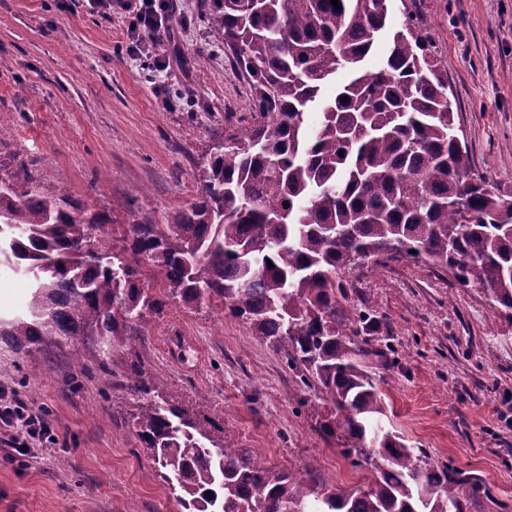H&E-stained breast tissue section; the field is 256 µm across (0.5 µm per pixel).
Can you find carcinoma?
<instances>
[{
  "label": "carcinoma",
  "instance_id": "carcinoma-1",
  "mask_svg": "<svg viewBox=\"0 0 512 512\" xmlns=\"http://www.w3.org/2000/svg\"><path fill=\"white\" fill-rule=\"evenodd\" d=\"M389 2L213 0L211 38L248 86L250 121L213 136L197 196L165 224L136 220L114 239L106 213L45 190L25 166L0 174V263L31 283L27 312L0 317L16 352L79 337L107 367L164 306L150 292L156 272L167 298L224 307L284 354L330 405L321 435L346 440L352 465L371 473L350 489L273 473L133 363L136 435L185 512H463L489 492L384 427L358 360L377 320L339 315V272L386 254L482 289L512 318V199L471 173L448 77L411 12L383 64L363 67Z\"/></svg>",
  "mask_w": 512,
  "mask_h": 512
}]
</instances>
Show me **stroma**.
<instances>
[{"instance_id":"35a3bbf8","label":"stroma","mask_w":512,"mask_h":512,"mask_svg":"<svg viewBox=\"0 0 512 512\" xmlns=\"http://www.w3.org/2000/svg\"><path fill=\"white\" fill-rule=\"evenodd\" d=\"M211 4L173 0L162 41L133 55L139 0L108 15L94 0H0V165L25 162L47 190L118 223H166L196 196L213 134L249 119L248 89L208 34ZM406 8L448 74L471 169L511 197L512 0H392V27ZM157 55L167 67H153ZM339 277L345 313L381 321L360 363L390 429L489 486L464 512H512V319L479 288L405 257ZM30 292L25 275L0 268V316L25 313ZM75 350L25 357L0 341V387L50 434L27 455L0 449V512H183L135 435L123 376L135 355L159 394L214 422L226 447L277 472L366 482L344 442L321 435L318 391L228 310L166 300L133 350L77 390Z\"/></svg>"}]
</instances>
